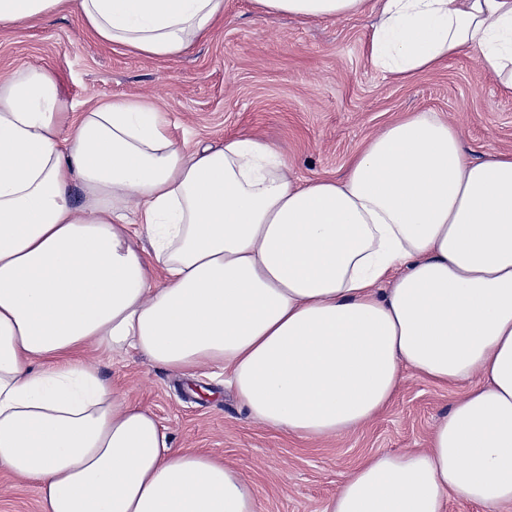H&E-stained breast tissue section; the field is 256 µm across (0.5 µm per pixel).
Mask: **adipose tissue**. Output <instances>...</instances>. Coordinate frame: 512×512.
I'll return each instance as SVG.
<instances>
[{
    "label": "adipose tissue",
    "mask_w": 512,
    "mask_h": 512,
    "mask_svg": "<svg viewBox=\"0 0 512 512\" xmlns=\"http://www.w3.org/2000/svg\"><path fill=\"white\" fill-rule=\"evenodd\" d=\"M262 16L373 19L396 81L465 51L512 92V0H252ZM77 14L102 44L176 58L224 0H0V28ZM147 237L149 247L138 240ZM226 375L250 416L338 437L405 371L459 389L426 448L364 460L324 512L512 505V153L473 159L410 112L341 178L260 138L188 144L144 97L76 111L48 67L0 77V470L42 512H256L234 466L174 451L84 353Z\"/></svg>",
    "instance_id": "obj_1"
}]
</instances>
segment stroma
<instances>
[{
	"label": "stroma",
	"mask_w": 512,
	"mask_h": 512,
	"mask_svg": "<svg viewBox=\"0 0 512 512\" xmlns=\"http://www.w3.org/2000/svg\"><path fill=\"white\" fill-rule=\"evenodd\" d=\"M370 17L302 24L258 18L251 0H224V26L185 55L138 56L101 44L77 15L0 29V74L48 66L76 110L112 96L152 98L176 138L221 146L257 134L298 176L341 177L350 157L397 115L435 112L471 155L512 152V94L478 54L397 83L365 52ZM102 378L151 410L173 448L233 462L250 482L258 512H322L366 456L425 447L458 396L412 373L373 421L342 437L308 442L254 422L233 392L199 371L186 379L128 355L93 358ZM0 512H41L38 491L0 471Z\"/></svg>",
	"instance_id": "1"
}]
</instances>
